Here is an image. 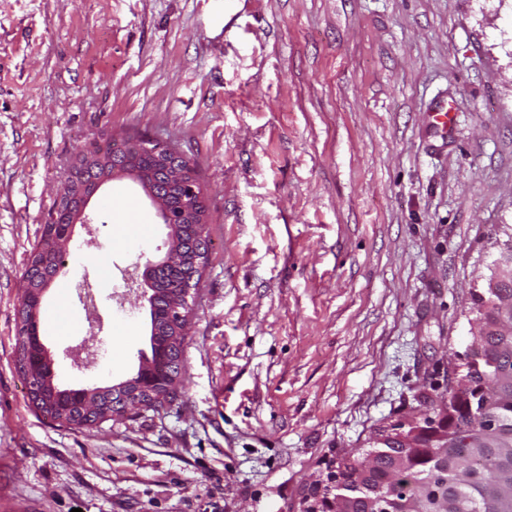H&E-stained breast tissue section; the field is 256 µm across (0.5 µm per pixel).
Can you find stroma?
I'll return each mask as SVG.
<instances>
[{
	"instance_id": "35a3bbf8",
	"label": "stroma",
	"mask_w": 512,
	"mask_h": 512,
	"mask_svg": "<svg viewBox=\"0 0 512 512\" xmlns=\"http://www.w3.org/2000/svg\"><path fill=\"white\" fill-rule=\"evenodd\" d=\"M141 136L204 192L185 367L163 407L61 426L16 366L25 271L84 144ZM86 214L39 314L62 389L136 374L127 279L169 248L126 174ZM505 224L512 0H0V512H307L447 394Z\"/></svg>"
}]
</instances>
